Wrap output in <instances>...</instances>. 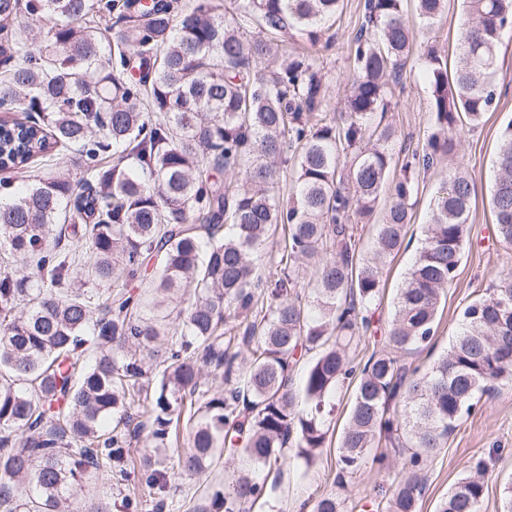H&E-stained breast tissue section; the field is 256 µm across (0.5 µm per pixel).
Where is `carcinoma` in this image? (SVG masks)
<instances>
[{"mask_svg":"<svg viewBox=\"0 0 512 512\" xmlns=\"http://www.w3.org/2000/svg\"><path fill=\"white\" fill-rule=\"evenodd\" d=\"M231 4L219 17L211 0H0V56L14 62L0 77V171L21 175L60 150L81 170L76 181L46 172L0 200V253L30 265L0 272V512H112L108 500L80 503L78 489L132 469L123 508L147 497L165 512L169 467L201 480L224 459L240 466L207 485L195 512H247L269 502L263 469L309 473L347 381L336 487L370 463L390 467L382 445L404 448L386 512H419L429 460L483 394L512 382L509 277L464 308L430 367L402 362L432 346L458 276L475 196L460 171L433 199L386 344L359 362L350 354L404 246L420 170L493 107L512 0H463L451 72L417 42L403 0H364L333 117L316 58L266 62L286 35L318 44L342 0ZM447 7L416 0L422 28ZM41 19L50 26L35 43L26 30ZM416 44L432 130L392 179L396 130L374 116ZM496 168L491 210L512 247V124ZM384 194L365 256L358 225ZM141 441L150 452L137 456ZM487 471L473 463L438 512H481ZM312 512H343L342 501L331 492Z\"/></svg>","mask_w":512,"mask_h":512,"instance_id":"carcinoma-1","label":"carcinoma"}]
</instances>
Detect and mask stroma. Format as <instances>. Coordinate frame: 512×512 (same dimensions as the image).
I'll use <instances>...</instances> for the list:
<instances>
[{
    "label": "stroma",
    "mask_w": 512,
    "mask_h": 512,
    "mask_svg": "<svg viewBox=\"0 0 512 512\" xmlns=\"http://www.w3.org/2000/svg\"><path fill=\"white\" fill-rule=\"evenodd\" d=\"M361 0H344L343 12L332 28L331 45L317 44L307 48L302 42L288 40L283 53L303 49L319 58L331 97L330 109H344L345 78L349 71L351 45L359 27ZM500 76L493 110L486 112L479 125H464L458 134L455 153L441 159L419 178L417 203L407 228L410 248L401 251L387 267L384 291L375 312L379 328L391 320L393 300L401 288L422 237V226L428 220L429 204L449 171L461 169L472 176L476 190V207L469 219L467 243L458 276L449 288L445 304L440 308V325L432 349L405 355L406 363L427 365L445 353L456 334L461 310L473 299L483 296L487 288L505 274L512 273V248L498 241L494 232V216L489 204L490 190L496 175L495 158L499 137L512 121V33L504 34L499 46ZM407 146L422 147L432 126L428 108V89L421 75L417 57L404 65L394 87L393 106L386 117ZM336 447L324 448L316 467L307 479L295 471L270 470L268 485L281 512H299L305 503H313L323 494L339 492L344 512H384L386 491L401 479L400 466L372 467L348 479L344 489H337ZM485 459L491 470L482 512H500L502 489L512 483V383L499 385L483 396L475 411L463 416L445 448L425 470L426 489L421 512H436L440 499L464 476L470 463Z\"/></svg>",
    "instance_id": "stroma-1"
}]
</instances>
